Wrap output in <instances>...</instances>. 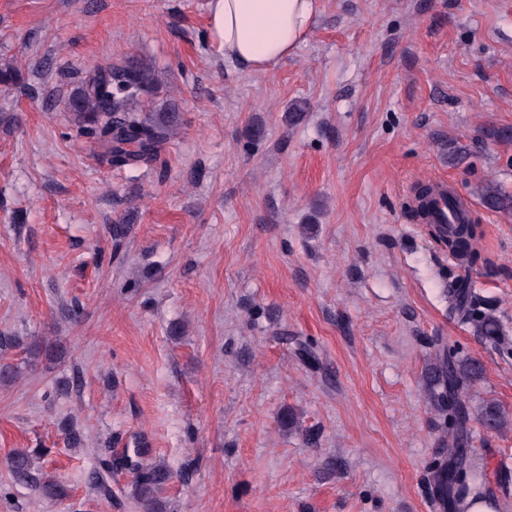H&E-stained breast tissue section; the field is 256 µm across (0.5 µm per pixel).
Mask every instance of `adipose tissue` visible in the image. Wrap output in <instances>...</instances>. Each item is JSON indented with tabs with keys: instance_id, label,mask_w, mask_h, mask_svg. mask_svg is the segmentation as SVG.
I'll return each mask as SVG.
<instances>
[{
	"instance_id": "ef3b65f1",
	"label": "adipose tissue",
	"mask_w": 512,
	"mask_h": 512,
	"mask_svg": "<svg viewBox=\"0 0 512 512\" xmlns=\"http://www.w3.org/2000/svg\"><path fill=\"white\" fill-rule=\"evenodd\" d=\"M316 0H213L212 26L225 62L265 75L313 29Z\"/></svg>"
}]
</instances>
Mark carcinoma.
Returning a JSON list of instances; mask_svg holds the SVG:
<instances>
[{
  "label": "carcinoma",
  "instance_id": "1",
  "mask_svg": "<svg viewBox=\"0 0 512 512\" xmlns=\"http://www.w3.org/2000/svg\"><path fill=\"white\" fill-rule=\"evenodd\" d=\"M159 88V76L149 64L127 58L119 64L88 69L67 103L77 116L79 134L97 144L99 156L108 165L116 168L151 165L157 162L162 147L180 129L176 104L172 100L167 99L147 112L135 106L143 97L157 96ZM482 199L489 210L512 212V195L491 182L483 187ZM448 207L459 211L458 223L449 228L434 224L432 232L438 241L446 243L448 253L461 271L448 288L451 309L486 340L507 349L512 343L503 335L498 319L481 310V299L469 280L470 272L486 261L481 248V225L451 193ZM479 372L476 364L462 369L450 360L442 363L438 370L441 391L437 394V405L448 409L451 434L448 462L437 468L434 490L446 512H455L457 506L471 496L479 497V488L486 479L485 471L473 465L469 455L459 448L467 435V382ZM134 455H141V449H133L131 455L125 452L114 462L132 474L140 512H158L157 492L169 483L171 473L161 467H145L132 460ZM9 468L15 480L34 487L45 496L64 499L69 495L65 485L35 469L34 454L26 449L14 450L9 457Z\"/></svg>",
  "mask_w": 512,
  "mask_h": 512
}]
</instances>
